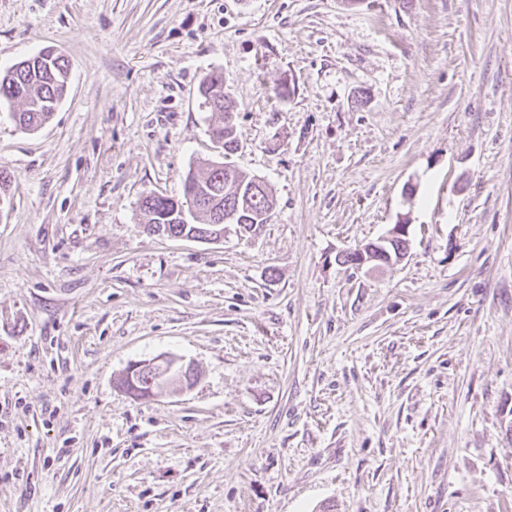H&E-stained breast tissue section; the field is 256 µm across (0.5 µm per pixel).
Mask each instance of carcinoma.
<instances>
[{
    "mask_svg": "<svg viewBox=\"0 0 512 512\" xmlns=\"http://www.w3.org/2000/svg\"><path fill=\"white\" fill-rule=\"evenodd\" d=\"M32 63L17 62L0 72V104L20 105L15 111L23 129H36L50 120L69 87L70 63L53 50H43L30 57ZM200 93L205 105L221 121L210 128L212 139L224 142V154L238 150V139L222 121L224 113L237 110V104L224 89V77L210 73L203 77ZM251 177L232 171L222 163H211L197 172H188L182 187V196L145 197L141 211L145 223L154 224L169 236L196 232L203 234L214 228V209L193 207V192L201 188H217L221 192L219 205L238 213L242 232L249 234L269 223L267 212L273 209V198L250 193Z\"/></svg>",
    "mask_w": 512,
    "mask_h": 512,
    "instance_id": "1",
    "label": "carcinoma"
}]
</instances>
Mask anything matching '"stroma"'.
Returning <instances> with one entry per match:
<instances>
[{"label": "stroma", "instance_id": "stroma-1", "mask_svg": "<svg viewBox=\"0 0 512 512\" xmlns=\"http://www.w3.org/2000/svg\"><path fill=\"white\" fill-rule=\"evenodd\" d=\"M45 48L51 120L0 108V512H512V0H0V71ZM219 160L270 224L147 233ZM162 354L197 385L116 388ZM200 93L204 98L205 105L220 117V121L210 128L212 139L217 147L224 149L225 156L234 154L238 150L237 134L225 126L224 113L236 112L237 104L224 89V77L218 73L205 75L200 85ZM217 141H224V144Z\"/></svg>", "mask_w": 512, "mask_h": 512}]
</instances>
